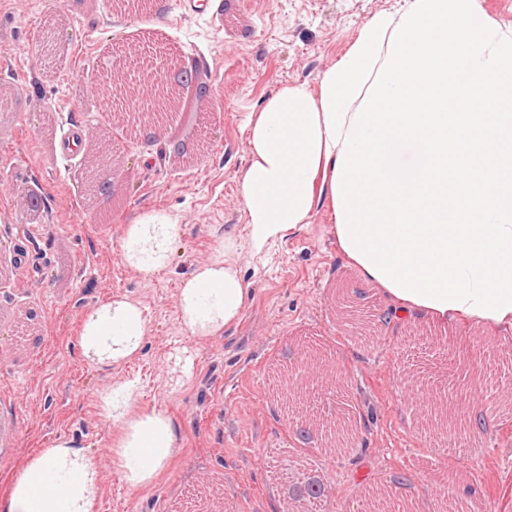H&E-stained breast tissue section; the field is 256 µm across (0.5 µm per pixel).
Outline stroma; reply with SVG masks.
Returning <instances> with one entry per match:
<instances>
[{"label":"stroma","mask_w":512,"mask_h":512,"mask_svg":"<svg viewBox=\"0 0 512 512\" xmlns=\"http://www.w3.org/2000/svg\"><path fill=\"white\" fill-rule=\"evenodd\" d=\"M169 0L164 12L111 9L84 0L68 12L57 55L39 37L56 17L45 0H0V410L16 413L18 436L0 458V483L42 449L66 439L96 470L98 512H190L203 485L224 494V512H287L288 458L305 460L329 497L318 512H367L372 496L389 500L390 478L429 512L441 482L474 485V512H512V327L437 323L415 313L394 318L377 284L340 254L330 231L327 195L307 223L254 252L239 174L252 161L247 122L285 85L319 92V77L355 42L363 22L394 13L402 0ZM136 47L153 62L171 48L197 64L213 90L203 112L172 122L177 139L196 145L173 157L168 140L147 145L110 112L88 83H101L112 57ZM102 132L131 177L108 214L90 199L83 157L61 161L67 137ZM36 196L38 207L24 208ZM168 214L183 232L166 268L143 276L121 244L144 212ZM232 250H225V242ZM230 258L249 295L238 322L194 336L178 311L185 279L199 266ZM360 288L382 316L368 342L347 339L338 286ZM139 304L148 324L140 353L120 363L85 355L84 320L112 298ZM36 312L35 321L27 313ZM326 347L341 371L340 392L310 408L333 421L343 401L358 426L351 452L303 449L277 392L273 369L297 341ZM497 358L488 386L470 366L482 348ZM133 379L132 407L170 416L179 430L167 466L146 488H129L115 467L119 433L104 403L114 385ZM464 389L486 431L440 448L424 440L435 392Z\"/></svg>","instance_id":"obj_1"}]
</instances>
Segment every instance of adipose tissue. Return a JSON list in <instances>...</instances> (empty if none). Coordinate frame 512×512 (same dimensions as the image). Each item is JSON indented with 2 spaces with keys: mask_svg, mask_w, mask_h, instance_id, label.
I'll use <instances>...</instances> for the list:
<instances>
[{
  "mask_svg": "<svg viewBox=\"0 0 512 512\" xmlns=\"http://www.w3.org/2000/svg\"><path fill=\"white\" fill-rule=\"evenodd\" d=\"M397 16L378 14L364 22L350 50L320 75L319 95L304 86H284L268 96L247 123L253 160L240 175L248 213V241L255 251L307 222L316 199L331 192L346 130L387 55ZM181 227L171 216L150 213L128 225L127 258L143 275L165 265ZM248 288L235 265L217 260L197 268L180 291L178 309L192 334L211 336L237 322ZM148 327L141 308L116 298L84 322L80 345L99 361L137 354ZM133 382L114 386L108 397L122 425L114 442L115 465L132 488L148 486L177 446L174 422L165 413L131 409ZM92 459L67 440L56 441L22 464L0 492V512H97Z\"/></svg>",
  "mask_w": 512,
  "mask_h": 512,
  "instance_id": "ef3b65f1",
  "label": "adipose tissue"
}]
</instances>
